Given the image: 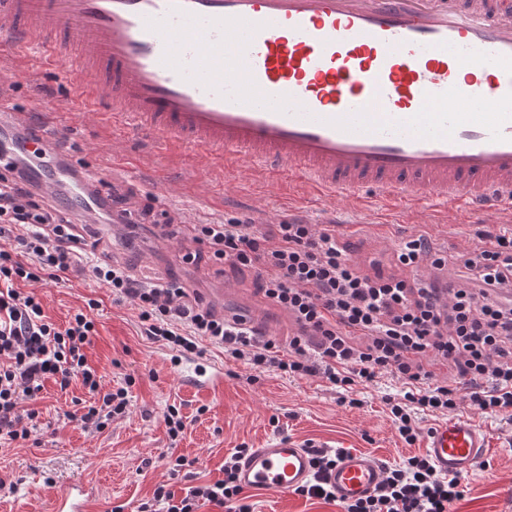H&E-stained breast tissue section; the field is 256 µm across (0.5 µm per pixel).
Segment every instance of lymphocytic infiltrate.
Listing matches in <instances>:
<instances>
[{"mask_svg": "<svg viewBox=\"0 0 512 512\" xmlns=\"http://www.w3.org/2000/svg\"><path fill=\"white\" fill-rule=\"evenodd\" d=\"M14 161L0 173V446L29 439L40 424L38 400L46 379L60 390L78 383L89 398L64 417L93 433L130 412L127 374L110 387L86 353L97 334L94 318L79 311L66 325L50 321L38 294L26 282L66 284L92 272L115 302L132 303L147 336L180 354H199V340L220 345L225 355L253 371L321 376L350 395L388 375L401 383L388 398L400 437L414 444L422 433L420 413L445 416L469 406L512 421V234H496L492 247L461 255L481 289L441 290L394 276L361 274L332 228L288 222L264 231L253 224H197L193 239L208 256L231 267L258 269L257 287L301 325L287 344L265 337L242 321L218 317L172 282L139 281L128 267L107 260L85 266L80 217L65 216L28 179L24 143L11 146ZM369 345L351 342L353 334ZM457 365L455 382L438 380L426 358ZM247 447L224 461V477L188 487L175 496L158 486L138 512H197L203 503L224 512H254L237 470ZM371 495L343 503V512H449L461 498L460 480L437 471L429 455L383 465Z\"/></svg>", "mask_w": 512, "mask_h": 512, "instance_id": "lymphocytic-infiltrate-1", "label": "lymphocytic infiltrate"}]
</instances>
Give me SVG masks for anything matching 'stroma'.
I'll use <instances>...</instances> for the list:
<instances>
[{"label":"stroma","instance_id":"35a3bbf8","mask_svg":"<svg viewBox=\"0 0 512 512\" xmlns=\"http://www.w3.org/2000/svg\"><path fill=\"white\" fill-rule=\"evenodd\" d=\"M18 65L15 58H0V97L20 111L37 114L43 126L67 122L74 108L72 77L44 68L35 76L20 77ZM95 109L99 118L80 124L75 139L59 141V148L105 166L111 165L113 152H120L134 177L118 185L117 208L146 207L152 214L127 224L80 226L88 251L127 263L139 277L153 282L176 281L215 310L224 307L219 288L234 285L245 303L263 313L275 333L288 329L294 319L257 291L256 270L221 267L206 259L184 261L185 253L198 248L188 230L190 224L242 221L264 228L289 219L319 226L337 223L341 226L337 239L361 272H398L410 279L422 276L439 288L466 278L468 272L458 264V256L489 246L483 231L500 229L499 224L477 218L429 223L437 207L433 200L403 217L384 206L363 212L330 200L300 204L296 201L299 181L244 171L235 175L199 171L190 164L187 152L162 150L153 136L113 127L110 103L96 104ZM418 237L444 259L443 265L430 266L424 275L414 268L396 267L400 245ZM36 289L44 298L47 315L59 324L88 301H95L92 315L98 334L87 351L88 360L107 384L123 374L134 375L132 407L130 415L91 435L79 424L66 425L58 419L60 412L76 410L78 401L86 399L82 387L74 384L63 392L52 380H45L37 402L43 411L40 444L0 447V512H51L52 496L73 479L96 487L99 497L93 512H114L118 506L123 512H135L140 503L152 498L158 485L180 495L185 487L215 482L223 478L224 460L235 448H263L283 437L302 445L362 452L392 465L426 451L425 440L410 446L396 431L385 400L397 394L401 385L391 377H381L360 390L361 406L349 407L340 404L335 389L318 376L292 378L269 370L249 381V369L225 359L221 347L207 343L203 358L224 364V391L214 396L184 386L164 361L166 349L145 335L137 309L127 302L113 303L111 291L92 275L63 286L40 282ZM171 404L179 405L186 417L177 451L195 461L194 467L176 476L164 461L171 446L164 412ZM470 415L487 431L488 453L463 476L464 496L451 505L450 512H512V422L476 409ZM249 496L255 512H342L338 503L297 494L281 498L253 490Z\"/></svg>","mask_w":512,"mask_h":512}]
</instances>
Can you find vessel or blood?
<instances>
[{"label": "vessel or blood", "mask_w": 512, "mask_h": 512, "mask_svg": "<svg viewBox=\"0 0 512 512\" xmlns=\"http://www.w3.org/2000/svg\"><path fill=\"white\" fill-rule=\"evenodd\" d=\"M38 49L63 64L87 105L112 123L189 150L197 166L297 177L314 195L401 212L440 201L455 218L512 211V0H0V51ZM39 133L52 169L42 192L87 215L108 208L118 173L90 170ZM179 377L224 390V366L174 359ZM487 432L459 414L434 427L437 469L469 473ZM312 477L307 448L253 449L239 484L288 497ZM383 477L368 455L326 473L338 502ZM95 488L70 481L52 512H92Z\"/></svg>", "instance_id": "1"}]
</instances>
